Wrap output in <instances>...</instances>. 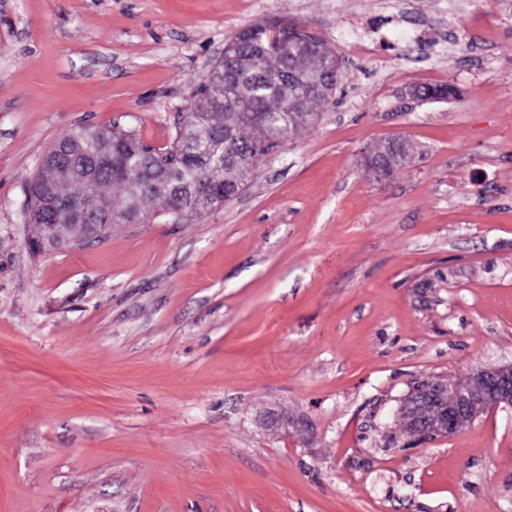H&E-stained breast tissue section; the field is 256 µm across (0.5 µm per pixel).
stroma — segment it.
Segmentation results:
<instances>
[{
    "mask_svg": "<svg viewBox=\"0 0 512 512\" xmlns=\"http://www.w3.org/2000/svg\"><path fill=\"white\" fill-rule=\"evenodd\" d=\"M271 20L343 66L238 197L55 245L24 220L56 142L169 148ZM510 360L512 0H0V512H512V409L411 447L397 413Z\"/></svg>",
    "mask_w": 512,
    "mask_h": 512,
    "instance_id": "obj_1",
    "label": "stroma"
}]
</instances>
